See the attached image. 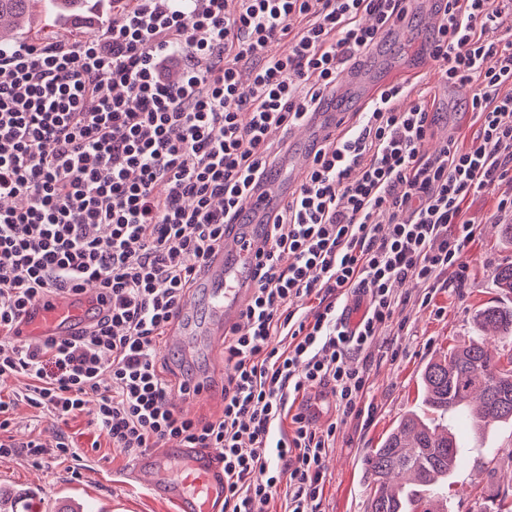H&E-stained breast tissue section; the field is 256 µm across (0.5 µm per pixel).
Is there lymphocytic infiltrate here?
<instances>
[{"instance_id": "1", "label": "lymphocytic infiltrate", "mask_w": 512, "mask_h": 512, "mask_svg": "<svg viewBox=\"0 0 512 512\" xmlns=\"http://www.w3.org/2000/svg\"><path fill=\"white\" fill-rule=\"evenodd\" d=\"M438 2L429 56L442 83L474 87L471 144L428 152L427 93L392 83L317 149L224 338L210 416L170 404L193 395L192 374L168 379L158 343L274 135L381 44L406 0H133L83 41L0 45V385L27 377V403L63 422L95 403L93 425L125 455L218 449L224 512H270L278 494L283 512H318L337 426L315 427L297 401L327 387L343 418L372 419L356 357H397L396 309L464 284L477 227L463 206L512 181V23L500 0ZM408 279L416 294H398ZM89 286L107 313L84 335L19 338L27 306Z\"/></svg>"}]
</instances>
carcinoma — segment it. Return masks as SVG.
<instances>
[{
    "instance_id": "obj_1",
    "label": "carcinoma",
    "mask_w": 512,
    "mask_h": 512,
    "mask_svg": "<svg viewBox=\"0 0 512 512\" xmlns=\"http://www.w3.org/2000/svg\"><path fill=\"white\" fill-rule=\"evenodd\" d=\"M82 12L95 13L97 6L91 0H0V33L18 38L39 20L55 24ZM475 321L478 330L492 327L512 344V310L488 306ZM420 384L427 410L439 419L458 416L483 426L512 422V352L503 362L472 338L428 362ZM461 462L453 425L439 426L414 414L402 417L365 458L371 486L367 512H445L433 489L448 484ZM401 474L411 475V488L395 482Z\"/></svg>"
}]
</instances>
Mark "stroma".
I'll return each mask as SVG.
<instances>
[{
	"instance_id": "stroma-1",
	"label": "stroma",
	"mask_w": 512,
	"mask_h": 512,
	"mask_svg": "<svg viewBox=\"0 0 512 512\" xmlns=\"http://www.w3.org/2000/svg\"><path fill=\"white\" fill-rule=\"evenodd\" d=\"M432 15L416 12L403 39H386L375 56L378 76H387L394 60H408L412 68L406 81L427 87L435 98L437 122L433 145L448 137L469 142L472 130L465 101L471 91L444 85L429 63L428 45L433 33ZM512 193V184L500 182L467 201L466 219L476 224V236L466 250L467 280L464 287L444 288L429 307L405 308L407 321L397 340L401 354L389 359L372 353L366 360L371 388L369 399L375 407L373 421L366 427L340 422L329 389H318L310 412L315 426L336 422L334 450L326 457L329 482L318 512H366L368 480L364 459L379 447L400 418L414 412L426 414L419 376L430 358L447 352L452 345L475 336V313L488 305L512 308V292L499 287L495 273L512 262V240L501 227L512 224V210L499 202ZM14 422L5 439L22 443L32 439L54 445L58 432H67L77 443L79 456L60 461L32 462L25 452L0 458V512L20 508L26 512L32 500H39L44 512H174L173 505L152 493L129 474L132 457L113 454L104 436L89 423L88 415L59 425L41 410L18 402ZM463 471L451 478L443 496L448 512H480L483 503L502 493H512V424H499L481 431L458 430ZM82 473L72 480V470Z\"/></svg>"
}]
</instances>
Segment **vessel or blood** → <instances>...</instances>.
Instances as JSON below:
<instances>
[{
    "label": "vessel or blood",
    "instance_id": "obj_1",
    "mask_svg": "<svg viewBox=\"0 0 512 512\" xmlns=\"http://www.w3.org/2000/svg\"><path fill=\"white\" fill-rule=\"evenodd\" d=\"M378 90L368 61L347 69L329 94V101L306 115L299 135L289 136L271 176L260 180L240 223L226 227L224 242L206 259L190 293L167 332L166 354L172 366L186 365L193 356L192 312L199 298L209 302L206 347L216 368H223L224 337L238 325L250 305L254 281L251 272L265 248V237L279 209L291 200L313 158V150L335 136L345 108L366 107ZM95 291L78 295L53 294L29 306L19 325L21 339L82 335L99 315ZM137 477L152 493L172 502L176 512H221L224 506V466L215 450L167 448L140 456Z\"/></svg>",
    "mask_w": 512,
    "mask_h": 512
}]
</instances>
